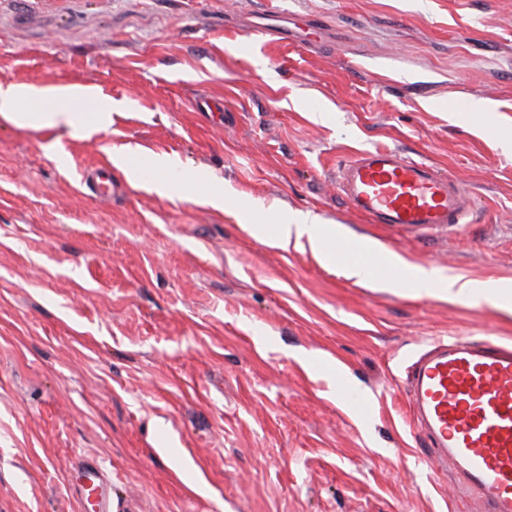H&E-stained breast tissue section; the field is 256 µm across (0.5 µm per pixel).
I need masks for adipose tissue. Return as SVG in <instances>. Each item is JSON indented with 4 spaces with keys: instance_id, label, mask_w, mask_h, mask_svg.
<instances>
[{
    "instance_id": "1",
    "label": "adipose tissue",
    "mask_w": 512,
    "mask_h": 512,
    "mask_svg": "<svg viewBox=\"0 0 512 512\" xmlns=\"http://www.w3.org/2000/svg\"><path fill=\"white\" fill-rule=\"evenodd\" d=\"M35 95V90L28 87L0 85V115L17 125L34 129L62 124L86 137L112 122V106L108 103H98L91 112L78 111V104L88 97L83 90L44 95L41 110H25L24 102ZM251 231L256 238L270 236L285 245L303 239L313 251L323 254L326 260L336 258L335 253L327 249V234L319 217L309 212L290 216L280 224H255ZM409 286L420 295L477 296L493 301L497 308L512 312V286L507 284L463 281L453 276L437 280L420 270L415 273Z\"/></svg>"
}]
</instances>
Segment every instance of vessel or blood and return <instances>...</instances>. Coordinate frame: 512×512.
Returning a JSON list of instances; mask_svg holds the SVG:
<instances>
[{"mask_svg":"<svg viewBox=\"0 0 512 512\" xmlns=\"http://www.w3.org/2000/svg\"><path fill=\"white\" fill-rule=\"evenodd\" d=\"M336 183L378 224H463L474 207L459 181L389 147L357 153L340 166ZM327 246L338 257L370 262L356 240L331 238ZM406 391L429 447L462 473L477 512H512V348L491 338L437 342L408 366ZM79 469L99 491L95 512H111L101 471L89 460Z\"/></svg>","mask_w":512,"mask_h":512,"instance_id":"1","label":"vessel or blood"}]
</instances>
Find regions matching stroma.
<instances>
[{
    "label": "stroma",
    "mask_w": 512,
    "mask_h": 512,
    "mask_svg": "<svg viewBox=\"0 0 512 512\" xmlns=\"http://www.w3.org/2000/svg\"><path fill=\"white\" fill-rule=\"evenodd\" d=\"M281 13L303 42L254 39ZM0 84L113 106L88 138L0 117V512H76L83 459L112 512H471L405 369L440 339L512 344V315L351 278L240 207L312 212L406 275L512 284V0H0ZM371 146L456 177L467 224L358 213L336 171ZM118 149L201 181L132 186ZM153 168L161 176L156 183V190L163 196L175 195L199 181L197 174L182 169L176 157L171 155H157L153 161ZM79 471L84 472L83 477L92 482V490L97 491L101 489L98 494V499L95 503L96 510L94 512H112L110 507L109 495L107 493L106 483L101 477L102 472L90 460H83L79 465Z\"/></svg>",
    "instance_id": "stroma-1"
}]
</instances>
